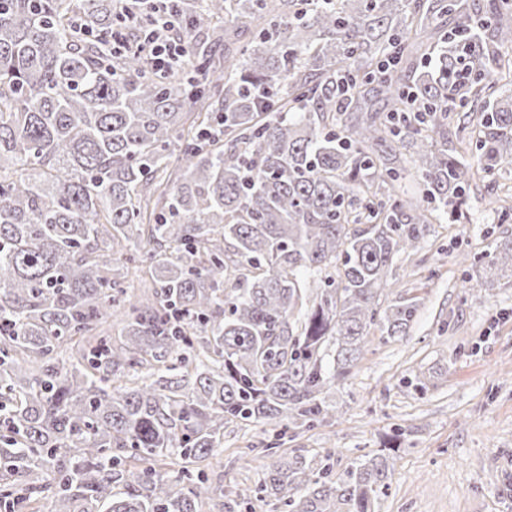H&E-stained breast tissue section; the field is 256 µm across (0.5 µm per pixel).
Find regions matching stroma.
<instances>
[{
    "label": "stroma",
    "mask_w": 512,
    "mask_h": 512,
    "mask_svg": "<svg viewBox=\"0 0 512 512\" xmlns=\"http://www.w3.org/2000/svg\"><path fill=\"white\" fill-rule=\"evenodd\" d=\"M493 192L475 179L452 224H429L420 250L398 258L389 306L417 298L407 335L371 330L362 358L328 393L336 417L315 429H292L286 451H336L344 471L363 456L392 448L390 487L378 512H512L499 487L512 469V286L491 281L484 259L496 242L512 240ZM473 263L458 264V253ZM480 278L487 290L468 289ZM270 428L224 427V450L208 468L225 498L257 487Z\"/></svg>",
    "instance_id": "stroma-1"
}]
</instances>
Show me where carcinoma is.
<instances>
[{"label":"carcinoma","mask_w":512,"mask_h":512,"mask_svg":"<svg viewBox=\"0 0 512 512\" xmlns=\"http://www.w3.org/2000/svg\"><path fill=\"white\" fill-rule=\"evenodd\" d=\"M121 7L0 0V512H202L224 425L322 424L416 317L397 258L512 170V0H179L164 78ZM335 456L270 448L258 491L376 512L392 458Z\"/></svg>","instance_id":"cac0c4a2"}]
</instances>
